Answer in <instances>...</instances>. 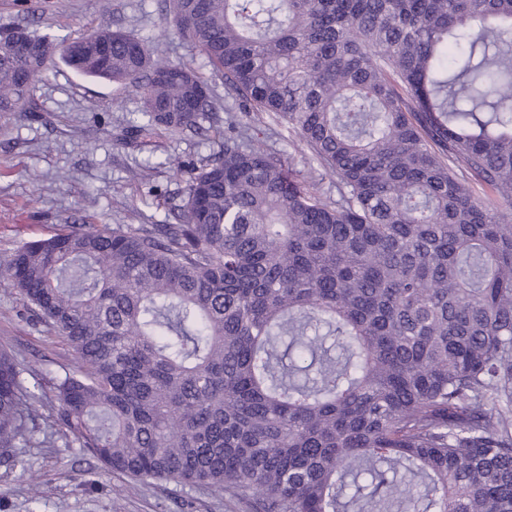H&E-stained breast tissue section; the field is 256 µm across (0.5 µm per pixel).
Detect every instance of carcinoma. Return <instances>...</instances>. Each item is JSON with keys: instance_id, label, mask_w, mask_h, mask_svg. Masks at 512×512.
<instances>
[{"instance_id": "cac0c4a2", "label": "carcinoma", "mask_w": 512, "mask_h": 512, "mask_svg": "<svg viewBox=\"0 0 512 512\" xmlns=\"http://www.w3.org/2000/svg\"><path fill=\"white\" fill-rule=\"evenodd\" d=\"M245 109L288 121L335 199L216 124L211 81L102 24L15 25L0 113L56 56L224 138L176 223L68 224L4 273L77 366L57 419L112 472L250 512H512V0H163ZM209 126H204V123ZM493 196L473 195L466 179ZM0 353V463L40 397ZM371 478L368 498L347 496Z\"/></svg>"}]
</instances>
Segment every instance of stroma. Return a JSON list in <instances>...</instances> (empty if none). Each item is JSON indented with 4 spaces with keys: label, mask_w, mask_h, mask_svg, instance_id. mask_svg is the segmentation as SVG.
I'll use <instances>...</instances> for the list:
<instances>
[{
    "label": "stroma",
    "mask_w": 512,
    "mask_h": 512,
    "mask_svg": "<svg viewBox=\"0 0 512 512\" xmlns=\"http://www.w3.org/2000/svg\"><path fill=\"white\" fill-rule=\"evenodd\" d=\"M0 0V22L31 20V29L57 42L108 22L145 39L154 57L204 69L184 44L160 0ZM38 111L0 115V268L25 242L47 238L87 215L110 226L160 224L182 205L191 170L217 152L189 132L160 133L131 142L126 129L142 123L141 93L77 74L56 62L38 83ZM253 143L278 153L300 180L335 196L297 131L266 121ZM23 366L31 392L42 395L29 428L34 447L21 449V466L0 464V512H247L207 487L175 482L135 483L110 473L58 425L54 384L75 365L55 329L31 317L11 281L0 276V351Z\"/></svg>",
    "instance_id": "stroma-1"
}]
</instances>
